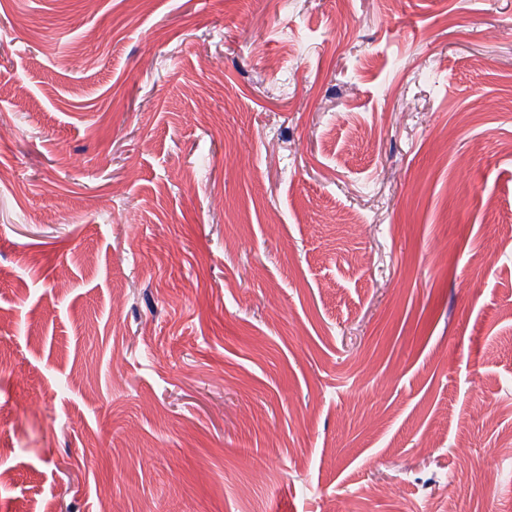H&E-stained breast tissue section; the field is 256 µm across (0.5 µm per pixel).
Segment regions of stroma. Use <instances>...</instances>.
<instances>
[{"instance_id": "35a3bbf8", "label": "stroma", "mask_w": 512, "mask_h": 512, "mask_svg": "<svg viewBox=\"0 0 512 512\" xmlns=\"http://www.w3.org/2000/svg\"><path fill=\"white\" fill-rule=\"evenodd\" d=\"M0 85V512H512V0H0Z\"/></svg>"}]
</instances>
